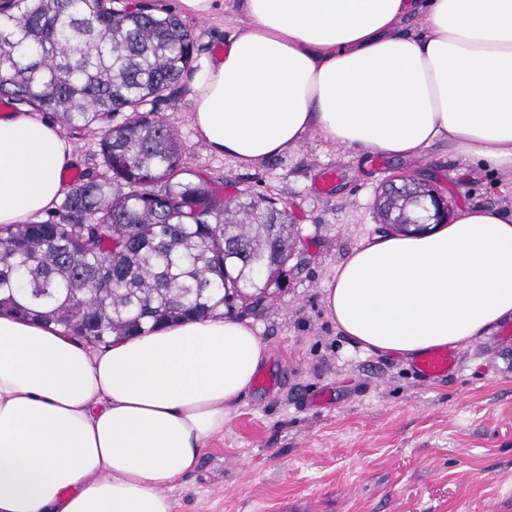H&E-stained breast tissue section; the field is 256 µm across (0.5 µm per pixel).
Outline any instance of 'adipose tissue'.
<instances>
[{"instance_id":"obj_1","label":"adipose tissue","mask_w":512,"mask_h":512,"mask_svg":"<svg viewBox=\"0 0 512 512\" xmlns=\"http://www.w3.org/2000/svg\"><path fill=\"white\" fill-rule=\"evenodd\" d=\"M220 54L186 78L197 137L249 166L309 133L414 160L444 143L512 197V0H238ZM418 28L403 32L408 18ZM76 147L0 115V225L55 210ZM367 355L465 349L512 321V210L366 237L324 290ZM214 313L93 349L0 312V512H173L168 487L223 434L268 362Z\"/></svg>"}]
</instances>
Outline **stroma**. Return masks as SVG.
Returning <instances> with one entry per match:
<instances>
[{"label": "stroma", "instance_id": "1", "mask_svg": "<svg viewBox=\"0 0 512 512\" xmlns=\"http://www.w3.org/2000/svg\"><path fill=\"white\" fill-rule=\"evenodd\" d=\"M224 12L183 21L203 50L238 24ZM177 129L188 169L224 193L290 203L299 238L281 287L252 328L271 357L221 436L169 495L173 512H512V324L457 350L447 377L425 381L411 361L363 354L325 314L324 288L368 235L382 232L381 185L415 176L451 209H508L492 178L471 179L447 145L422 159L378 158L311 135L296 150L252 166L207 151L187 94L162 107ZM336 169L333 187L318 177Z\"/></svg>", "mask_w": 512, "mask_h": 512}]
</instances>
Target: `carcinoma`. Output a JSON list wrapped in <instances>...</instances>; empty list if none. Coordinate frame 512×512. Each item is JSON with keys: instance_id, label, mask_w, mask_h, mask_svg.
Listing matches in <instances>:
<instances>
[{"instance_id": "obj_1", "label": "carcinoma", "mask_w": 512, "mask_h": 512, "mask_svg": "<svg viewBox=\"0 0 512 512\" xmlns=\"http://www.w3.org/2000/svg\"><path fill=\"white\" fill-rule=\"evenodd\" d=\"M200 47L176 15L132 0H12L0 11V102L100 133L105 174L73 182L59 220L0 225V310L94 347L224 307L262 305L297 230L285 202L224 197L159 116ZM127 113L112 125V115ZM381 190V222L412 219Z\"/></svg>"}]
</instances>
